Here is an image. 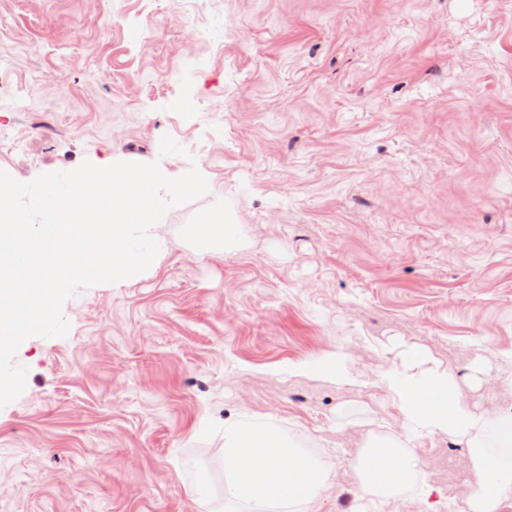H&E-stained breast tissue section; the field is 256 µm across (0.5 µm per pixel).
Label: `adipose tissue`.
Listing matches in <instances>:
<instances>
[{
	"label": "adipose tissue",
	"mask_w": 512,
	"mask_h": 512,
	"mask_svg": "<svg viewBox=\"0 0 512 512\" xmlns=\"http://www.w3.org/2000/svg\"><path fill=\"white\" fill-rule=\"evenodd\" d=\"M401 359L402 372L381 378L402 415L401 428L385 443L363 442L355 459L363 493L382 504L398 497L418 473L413 437L445 435L468 457L456 493L462 512H503L512 502V406L494 413L478 410L461 394L455 372L427 367L423 348L407 347ZM491 428L499 447L495 453L483 449ZM224 469L234 496L260 507L313 503L335 477L272 432L239 423L224 429Z\"/></svg>",
	"instance_id": "adipose-tissue-1"
}]
</instances>
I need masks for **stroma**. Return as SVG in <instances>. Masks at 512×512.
<instances>
[{
	"instance_id": "stroma-1",
	"label": "stroma",
	"mask_w": 512,
	"mask_h": 512,
	"mask_svg": "<svg viewBox=\"0 0 512 512\" xmlns=\"http://www.w3.org/2000/svg\"><path fill=\"white\" fill-rule=\"evenodd\" d=\"M0 64L16 180L87 160L209 184L146 271L20 345L0 512H255L224 480L231 422L335 471L307 512H355L354 454L399 411L301 366L344 353L374 378L417 344L463 374L512 351V0H0ZM222 222L238 245L195 256ZM415 445L433 493L390 512H449L466 457Z\"/></svg>"
}]
</instances>
